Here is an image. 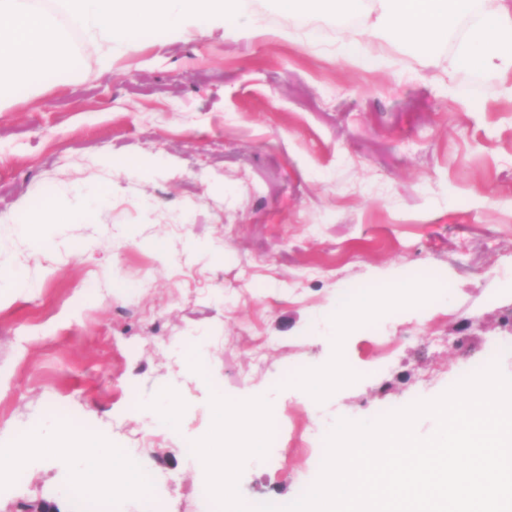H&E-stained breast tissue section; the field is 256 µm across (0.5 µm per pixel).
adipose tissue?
Instances as JSON below:
<instances>
[{"label": "adipose tissue", "mask_w": 512, "mask_h": 512, "mask_svg": "<svg viewBox=\"0 0 512 512\" xmlns=\"http://www.w3.org/2000/svg\"><path fill=\"white\" fill-rule=\"evenodd\" d=\"M280 11L299 17L319 9L337 16H371L365 34L372 41L405 42L418 39L427 47L447 40L458 15L469 12L472 0H276ZM512 30V14L500 12L484 15L460 39L456 49L458 60L474 64L480 70L512 68V53L499 44L500 31ZM45 445L60 460L68 462L69 480L75 484L89 482V470L80 463L82 449L95 448L97 460L108 467V478L97 486L111 491L114 480L124 479L131 466L128 459L112 455L110 448L99 445L96 437L71 424L56 422Z\"/></svg>", "instance_id": "ef3b65f1"}]
</instances>
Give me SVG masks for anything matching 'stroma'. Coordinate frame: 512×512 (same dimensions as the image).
Wrapping results in <instances>:
<instances>
[{
	"mask_svg": "<svg viewBox=\"0 0 512 512\" xmlns=\"http://www.w3.org/2000/svg\"><path fill=\"white\" fill-rule=\"evenodd\" d=\"M248 16L114 49L111 70L84 52L62 84L0 101V446L53 422L89 424L138 449L151 497L119 490L93 512H210L182 448L212 425L210 398L271 396L277 447L247 461L243 499H297L314 483L312 427L379 418L432 400L491 350L512 376V70L476 80L453 44L378 42L372 61L348 29L272 0ZM90 210L36 232L34 205ZM437 271L449 297L383 313L387 341L323 319L387 273ZM203 346L187 369L178 346ZM347 372L320 395L287 365ZM176 399L181 427L152 407ZM65 465L40 455L0 512H79Z\"/></svg>",
	"mask_w": 512,
	"mask_h": 512,
	"instance_id": "obj_1",
	"label": "stroma"
}]
</instances>
